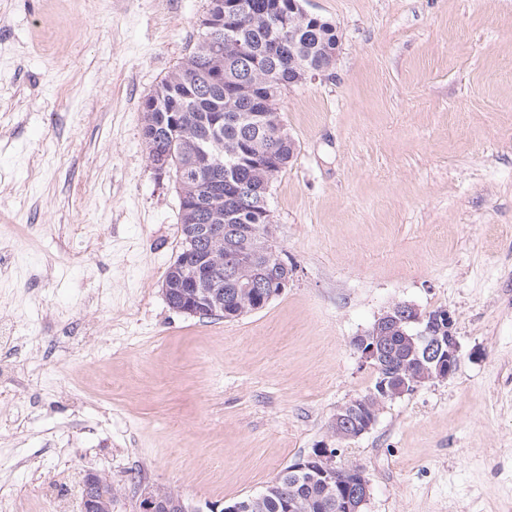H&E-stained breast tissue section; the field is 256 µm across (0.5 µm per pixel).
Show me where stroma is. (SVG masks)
Returning <instances> with one entry per match:
<instances>
[{
	"label": "stroma",
	"mask_w": 512,
	"mask_h": 512,
	"mask_svg": "<svg viewBox=\"0 0 512 512\" xmlns=\"http://www.w3.org/2000/svg\"><path fill=\"white\" fill-rule=\"evenodd\" d=\"M206 0H0V512H112L145 493L225 512L319 448L370 480L363 512H512V0H305L340 38L279 102L295 154L270 187L287 288L235 320L171 308L175 177L142 105ZM449 312L461 361L339 441L374 387L354 341L391 306ZM94 473H87L84 481L83 511L84 512H112V483L105 477H97L96 487L93 490L95 480ZM93 497V498H92ZM94 499L93 509L92 501Z\"/></svg>",
	"instance_id": "35a3bbf8"
}]
</instances>
